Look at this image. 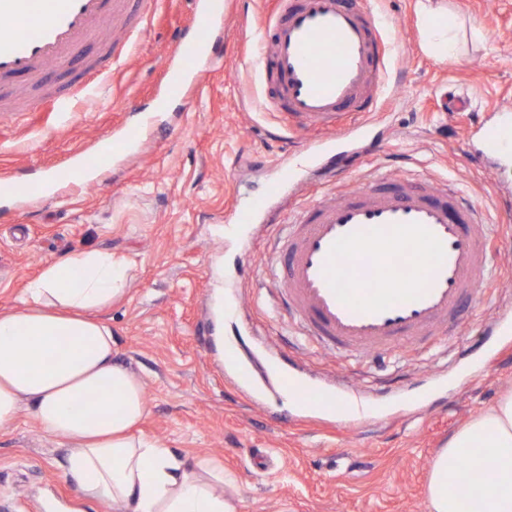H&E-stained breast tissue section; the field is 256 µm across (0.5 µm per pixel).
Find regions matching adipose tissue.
Returning <instances> with one entry per match:
<instances>
[{
    "label": "adipose tissue",
    "instance_id": "1",
    "mask_svg": "<svg viewBox=\"0 0 512 512\" xmlns=\"http://www.w3.org/2000/svg\"><path fill=\"white\" fill-rule=\"evenodd\" d=\"M424 48L446 58L458 50L459 23L436 0H418ZM128 268L94 248L43 266L19 306L0 311V430L30 405L38 427L67 440L64 475L80 497L120 512H233L224 469L186 458L137 434L148 411L141 380L115 361L112 328L99 313L125 293ZM97 394L103 410L80 404ZM491 464L489 482L470 496L471 512H512V390L462 425L434 458L428 512H459L462 464Z\"/></svg>",
    "mask_w": 512,
    "mask_h": 512
}]
</instances>
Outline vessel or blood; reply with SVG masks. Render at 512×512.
Instances as JSON below:
<instances>
[{
    "instance_id": "b4317fda",
    "label": "vessel or blood",
    "mask_w": 512,
    "mask_h": 512,
    "mask_svg": "<svg viewBox=\"0 0 512 512\" xmlns=\"http://www.w3.org/2000/svg\"><path fill=\"white\" fill-rule=\"evenodd\" d=\"M129 4L0 0V85L65 67L87 42L101 45L105 67L121 64L132 44L114 53L106 38L113 20L129 29L149 23L133 17ZM224 15V0H193L190 22L167 52V92L199 83ZM262 29L256 66L274 86L273 112L311 133L303 155L317 163L361 140L378 118L394 48L366 0H279ZM281 224L263 279L301 336L325 351L361 356L454 338L463 302L491 274L501 232L446 181L383 175L284 208Z\"/></svg>"
}]
</instances>
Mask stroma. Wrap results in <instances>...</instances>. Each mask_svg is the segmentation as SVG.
Returning a JSON list of instances; mask_svg holds the SVG:
<instances>
[{
  "instance_id": "stroma-1",
  "label": "stroma",
  "mask_w": 512,
  "mask_h": 512,
  "mask_svg": "<svg viewBox=\"0 0 512 512\" xmlns=\"http://www.w3.org/2000/svg\"><path fill=\"white\" fill-rule=\"evenodd\" d=\"M193 0H159L154 19L127 60L87 93L95 46L84 47L45 87L68 84L66 120L45 112L0 115V176L35 179L79 161L97 140L141 124L106 170L88 182L23 203L0 194V311L18 305L45 263L86 249L111 251L130 266L123 299L101 311L112 328L116 360L138 375L149 413L141 432L180 456L218 462L231 476L224 497L234 512H427L432 461L449 436L512 389V335L484 332L498 316L512 324V236L502 238L496 275L462 309L454 339L373 356L325 352L303 341L274 308L255 267L269 256L270 227L229 224L233 205L282 194L304 203L297 181L315 191L343 189L379 172L459 183L489 223L501 211L498 168L483 148L512 103V0H444L465 28L459 53H425L417 0H371L397 45L389 63L381 122L369 131L377 151H360L334 179L300 167L280 138V119L254 64L255 37L272 0H226L224 52L200 91L171 97L162 82L174 33ZM470 98L449 113L450 97ZM166 111H158V104ZM224 258V343L236 361L219 364L207 298L212 256ZM301 379L328 377L361 390L359 425L294 403L279 384L289 360ZM62 439L45 435L29 410L0 430V504L30 512L48 499L82 512H115L79 503L60 464Z\"/></svg>"
}]
</instances>
